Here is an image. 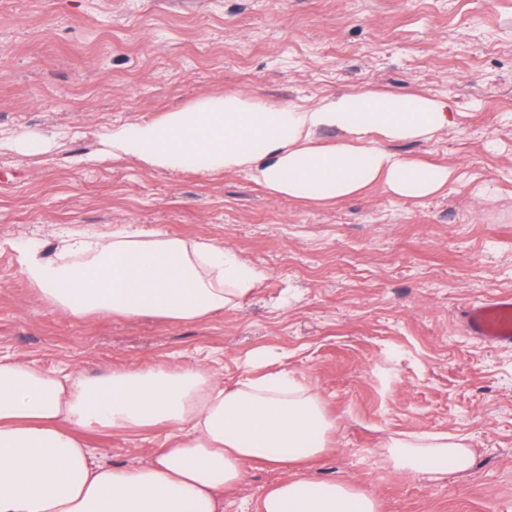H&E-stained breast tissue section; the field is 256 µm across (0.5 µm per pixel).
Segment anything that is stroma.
Wrapping results in <instances>:
<instances>
[{
  "label": "stroma",
  "instance_id": "35a3bbf8",
  "mask_svg": "<svg viewBox=\"0 0 512 512\" xmlns=\"http://www.w3.org/2000/svg\"><path fill=\"white\" fill-rule=\"evenodd\" d=\"M418 93L455 121L391 151L448 167L419 201L375 183L332 204L275 198L244 174L102 159L115 126L227 92L272 103ZM0 353L44 370L203 366L317 385L335 428L312 480L339 478L381 512H512V347L467 335L464 306L512 294V0H0ZM163 226L212 238L266 273L239 308L195 323L77 320L21 274L17 245L64 227ZM466 436L464 473L400 474L389 436ZM104 460L147 463L161 427L86 432ZM279 470L256 463L224 495L255 512Z\"/></svg>",
  "mask_w": 512,
  "mask_h": 512
}]
</instances>
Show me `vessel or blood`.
Here are the masks:
<instances>
[{
    "mask_svg": "<svg viewBox=\"0 0 512 512\" xmlns=\"http://www.w3.org/2000/svg\"><path fill=\"white\" fill-rule=\"evenodd\" d=\"M464 329L490 346H512V294H500L464 308Z\"/></svg>",
    "mask_w": 512,
    "mask_h": 512,
    "instance_id": "1",
    "label": "vessel or blood"
}]
</instances>
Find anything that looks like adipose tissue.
I'll use <instances>...</instances> for the list:
<instances>
[{"label": "adipose tissue", "instance_id": "obj_1", "mask_svg": "<svg viewBox=\"0 0 512 512\" xmlns=\"http://www.w3.org/2000/svg\"><path fill=\"white\" fill-rule=\"evenodd\" d=\"M445 103L417 94L336 95L305 105L270 104L237 92L203 98L104 139L113 159L151 168L245 174L275 197L330 203L373 183L417 201L448 181L447 167L410 160L382 141L427 140L452 124ZM337 138L323 143L321 131ZM23 271L48 305L77 319L152 316L192 323L237 308L263 273L223 242L119 224L111 232L65 230L54 249L26 242ZM164 426L171 447L146 464L102 461L80 434L132 433ZM335 424L316 388L294 373L243 363L234 386L203 367H102L88 377L0 358V512H224L251 463L281 479L259 512H380L342 479L301 472L320 457ZM396 472L448 460L468 471L473 454L459 436L390 437Z\"/></svg>", "mask_w": 512, "mask_h": 512}]
</instances>
